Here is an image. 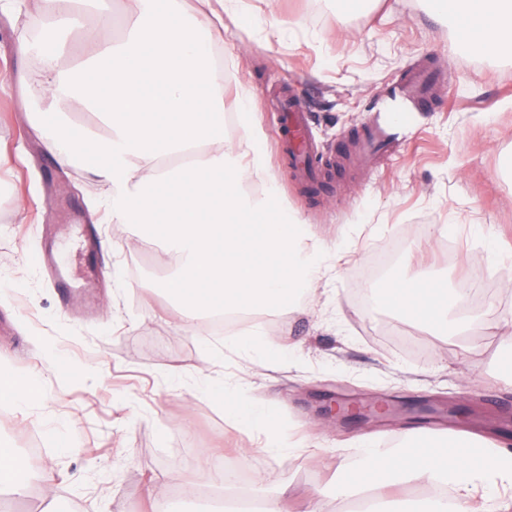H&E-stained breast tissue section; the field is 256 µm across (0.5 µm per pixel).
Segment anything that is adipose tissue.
Returning <instances> with one entry per match:
<instances>
[{"label": "adipose tissue", "mask_w": 512, "mask_h": 512, "mask_svg": "<svg viewBox=\"0 0 512 512\" xmlns=\"http://www.w3.org/2000/svg\"><path fill=\"white\" fill-rule=\"evenodd\" d=\"M130 2L132 23L83 63V76L57 69L54 55L45 56L50 103L30 118L46 151L63 166L94 155L113 223L143 225L144 243L163 241L174 257L177 269L166 288L186 304L188 320L243 306L300 309L336 251L310 244L308 226L289 212L275 184L259 197L242 192L243 178L266 166L250 92L238 95L239 144L218 137L224 87L214 76L211 47L220 22H244L237 0H217L205 19L185 15L184 0ZM430 7L458 21L467 53L512 52V0H430ZM175 16L180 24H172ZM89 109L104 115L108 136L67 127V113ZM378 298L440 333L471 320L463 290L425 270L380 289ZM208 392L223 399L226 420L262 434V451L293 454L270 409L243 403L230 385ZM358 444L360 459L337 479L331 500L313 496L308 512H328L331 502L366 494L379 499L386 489L415 483L438 490L415 512H505L512 449L471 433L455 435L444 451L384 449L370 437Z\"/></svg>", "instance_id": "adipose-tissue-1"}]
</instances>
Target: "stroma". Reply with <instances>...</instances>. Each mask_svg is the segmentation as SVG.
Instances as JSON below:
<instances>
[{"label":"stroma","mask_w":512,"mask_h":512,"mask_svg":"<svg viewBox=\"0 0 512 512\" xmlns=\"http://www.w3.org/2000/svg\"><path fill=\"white\" fill-rule=\"evenodd\" d=\"M247 27L224 23V110L237 91L252 93L268 156L259 183L275 182L289 210L310 225L314 242L336 247L305 310L267 312L268 338L297 347L269 362L227 345L205 326L186 329L180 304L162 290L174 262L162 247L143 248L139 228L116 224L92 160L58 165L31 125L47 103L42 62L19 55L25 20L38 0L0 13V276L10 286L0 318L23 322L0 332V368L41 380V396L21 410L0 403V449L32 458L23 493L0 492V512H210L225 463L244 487L291 486L285 512H304L331 491L358 439L418 428L401 412L369 422L336 423L321 409L334 399H429L471 407L443 428L500 432L512 415V386L500 370L498 331L472 327L464 341L371 301L392 279L429 269L458 288L482 282L492 308L512 323V58L455 50L453 20L432 16L427 0H241ZM422 64L444 75L434 109L420 116L400 152L374 172L339 165L365 123L366 103L387 83ZM292 97L311 118L325 181L303 177L277 148L279 106ZM95 224L101 274L94 288L61 304L35 263L50 243L82 277L85 259L71 215ZM447 225L454 249L436 228ZM495 232L506 249L489 253L471 225ZM181 374L173 383L172 374ZM240 382L241 400L267 405L295 456L256 451V432L228 423L223 400L205 380ZM42 439L32 448L28 436ZM210 449L209 462L200 453Z\"/></svg>","instance_id":"35a3bbf8"}]
</instances>
